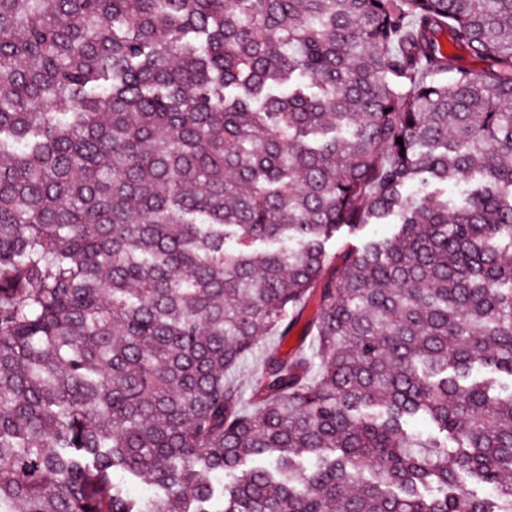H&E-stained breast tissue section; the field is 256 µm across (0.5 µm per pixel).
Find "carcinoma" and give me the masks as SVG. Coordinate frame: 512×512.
I'll return each instance as SVG.
<instances>
[{
	"label": "carcinoma",
	"mask_w": 512,
	"mask_h": 512,
	"mask_svg": "<svg viewBox=\"0 0 512 512\" xmlns=\"http://www.w3.org/2000/svg\"><path fill=\"white\" fill-rule=\"evenodd\" d=\"M511 254L512 0H0L9 512H512ZM471 184L448 182V187L442 183L433 184L427 188L416 187L412 191L417 193L437 192L441 198L448 196V208H454L459 204L471 189ZM394 233L395 229L390 224H368L356 230L344 228L327 243L326 250L332 264H335L347 251L360 248L373 238L391 237ZM319 313L317 301L309 299L295 320L288 336H263L261 348L242 364L231 376L232 382L249 397L256 387L261 374L263 353L267 349L278 348L288 358L309 357L313 336L311 327Z\"/></svg>",
	"instance_id": "1"
}]
</instances>
